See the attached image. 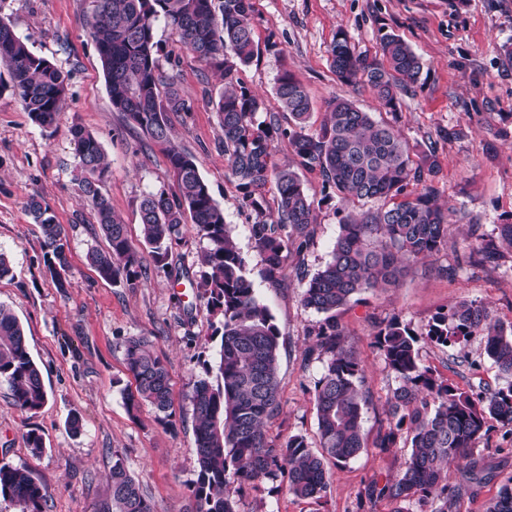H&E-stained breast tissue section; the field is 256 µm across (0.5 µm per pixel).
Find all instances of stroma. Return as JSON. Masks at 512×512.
<instances>
[{"label":"stroma","instance_id":"obj_1","mask_svg":"<svg viewBox=\"0 0 512 512\" xmlns=\"http://www.w3.org/2000/svg\"><path fill=\"white\" fill-rule=\"evenodd\" d=\"M253 6L259 54L238 69V78L276 112V81L282 72H291L308 92L315 129L336 97L354 101L376 118L386 115L367 87L336 77L330 46L337 30L348 32L360 56H378L379 37L387 32L413 48L423 70L419 82L401 96L399 126L417 149L435 146L440 170L434 185L452 211L447 249L412 264L398 287L365 290L336 312L365 370L367 448L346 464L329 466L330 485L320 501L299 499L286 483L267 481L237 496L234 510L392 512L388 500L365 496L371 483L395 476L408 454L404 446L381 450L373 445L386 422V400L397 385L374 344L381 322L395 316L421 333L434 315L466 299L490 307L503 324L512 323V252L503 251L492 263L461 261L471 242V224L491 237L501 225L512 224V63L502 51L512 44V0H253ZM90 12L91 0H0V19L26 38L34 53L69 74L63 110L55 124L42 128L23 110L0 62V252L13 270L0 279V304L20 321L47 393L42 408L28 413L15 406L7 384L0 383V464L34 472L50 491L45 512H98L109 494L112 457L118 454L156 512H192L190 486L197 461L189 395L195 381L214 380L210 367L220 346L198 286V255L207 242L185 228L173 253L182 270L176 285L151 271L130 288L102 280L88 265L87 252L105 241L78 196L73 125L100 141L110 164L102 190L132 241L140 239L143 196L177 190L165 147L111 105L86 26ZM156 38L167 51L177 50L167 27L157 26ZM177 52L178 66L164 56L160 69H178V89L193 110L188 117H173L171 142L194 158L280 333L283 410L267 424V433L282 439L300 433L317 444L314 384L323 369L306 351L323 316L305 308L301 298L306 276L331 257L340 231V202L326 198L318 173L300 171L316 214L309 246L303 258L285 261L280 282L263 281V260L249 230L256 215L243 206L219 145L222 131L213 101L223 81L191 53ZM34 194L49 204L69 234L70 285L63 292L44 265L40 229L24 209ZM440 267L447 268V275H437ZM132 336L148 337L167 360L172 426L160 424L151 405L134 413L126 408L122 390L134 381L126 370L125 342ZM419 354L422 364L460 389L477 393L497 383L498 372L481 337L453 348L423 342ZM73 413L83 423L77 434L67 426ZM32 429L45 439L38 456L26 443ZM472 456L488 478L469 487L462 464L449 462L448 483L459 493L449 501L448 512H486L512 478V439L499 425L476 442Z\"/></svg>","mask_w":512,"mask_h":512}]
</instances>
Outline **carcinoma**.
Listing matches in <instances>:
<instances>
[{
	"label": "carcinoma",
	"instance_id": "carcinoma-1",
	"mask_svg": "<svg viewBox=\"0 0 512 512\" xmlns=\"http://www.w3.org/2000/svg\"><path fill=\"white\" fill-rule=\"evenodd\" d=\"M164 22L178 47L206 67L220 72L224 88L214 107L220 117L224 157L242 190L243 201L256 213L250 225L253 248L262 255L260 276L279 281L288 256L302 255L316 222L313 203L298 173L273 160L274 142L288 144L298 165L317 171L323 187L343 200H379L382 206L345 215L331 259L307 281L305 307L325 314L309 352L317 353L323 373L315 383L319 448L296 433L278 442L266 424L282 411L279 393V331L247 276V259L237 247L192 156L166 149L176 173L178 192L146 195L140 204L141 240L134 244L126 224L112 210L102 185L109 164L97 137L81 126L72 128L80 176L78 193L94 212L108 247L93 249L88 259L105 281L133 287L142 276L143 252L154 269L174 283L180 272L173 247L192 224L207 241L200 256L204 268L200 287L215 334L221 336L215 380L194 383L190 402L195 433L197 477L192 482L194 512H234L233 499L246 485L286 479L288 491L318 501L328 489L327 464L340 466L365 448L363 415L366 399L360 390L364 368L336 323V310L369 288H395L407 264L431 257L448 247V212L437 202L430 177L440 170L435 151L417 154L396 126L377 120L348 99H334L326 120L312 130L310 102L289 72L277 81L275 95L282 114L268 111L262 97L236 78L237 67L250 64L259 49L253 37L252 0H92L87 20L99 54L112 107L154 141L169 143L171 115L192 111L176 88L177 76L163 77V52L155 39ZM382 61L354 53L349 34L336 32L332 66L339 80L360 82L389 111L417 83L422 62L396 34L380 38ZM0 61L5 63L15 95L33 123L52 125L68 87V74L35 55L6 22L0 20ZM415 185L419 190L408 191ZM272 199H267V190ZM25 210L42 234L44 262L57 288L68 286L69 238L45 200L32 195ZM469 256L490 262L503 245L512 249V224L500 227L494 239L472 225ZM484 339L485 351L502 382L472 395L423 365L418 343L461 345L472 336ZM376 344L395 375L389 418L375 447L409 444L399 474L384 485L372 483L368 499L393 503L415 500L432 504L431 512H448L458 489L448 486V461L465 458L495 421L512 436V325L504 327L491 310L462 300L437 313L418 335L394 317L379 329ZM127 371L135 388L126 390L133 411L150 404L162 422L172 417L170 375L165 359L151 341L133 336L125 344ZM0 382L8 384L15 405L34 412L47 393L40 371L30 357L23 328L0 305ZM48 487L29 468L0 464V498L21 506V512H44ZM99 512H155L123 458L113 455L109 497ZM487 512H512V480L504 484Z\"/></svg>",
	"mask_w": 512,
	"mask_h": 512
}]
</instances>
